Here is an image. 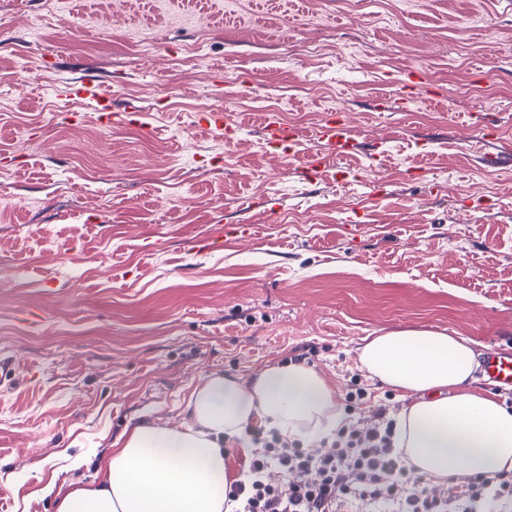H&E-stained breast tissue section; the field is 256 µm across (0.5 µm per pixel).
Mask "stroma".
Listing matches in <instances>:
<instances>
[{"instance_id": "35a3bbf8", "label": "stroma", "mask_w": 512, "mask_h": 512, "mask_svg": "<svg viewBox=\"0 0 512 512\" xmlns=\"http://www.w3.org/2000/svg\"><path fill=\"white\" fill-rule=\"evenodd\" d=\"M114 3L0 0V512H55L47 484L183 423L210 372L301 361L368 422L408 400L365 337L512 349V167L484 160L512 153V0ZM83 76L139 123L67 125ZM209 108L237 142L195 133ZM270 111L361 148L307 173Z\"/></svg>"}]
</instances>
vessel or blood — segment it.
Here are the masks:
<instances>
[{"instance_id": "1", "label": "vessel or blood", "mask_w": 512, "mask_h": 512, "mask_svg": "<svg viewBox=\"0 0 512 512\" xmlns=\"http://www.w3.org/2000/svg\"><path fill=\"white\" fill-rule=\"evenodd\" d=\"M56 93L64 99L82 100L84 107L70 113L73 122H81L86 111L98 112L103 122L120 124L132 120L131 113L116 112L112 109V100L99 86L78 81H66L59 84ZM266 142L290 159H301L305 167L316 169L324 159L344 158L356 146V136L344 120H336L320 125L315 133L313 145H306L304 134L298 128L284 123L279 113H266L264 118ZM197 129L200 133L223 132L225 139L239 136V124L225 121L223 113L206 111L199 119ZM483 374L488 381L502 391H512V351L494 350L487 354Z\"/></svg>"}]
</instances>
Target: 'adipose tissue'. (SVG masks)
Here are the masks:
<instances>
[{
  "mask_svg": "<svg viewBox=\"0 0 512 512\" xmlns=\"http://www.w3.org/2000/svg\"><path fill=\"white\" fill-rule=\"evenodd\" d=\"M361 368L413 402L395 422L407 464L434 485L512 472V408L472 389L473 340L439 331H389L360 347ZM188 421H141L102 456L91 481L49 484L55 512H224L230 488L225 441L248 444L257 425L317 443L345 416L335 389L296 361L250 377L211 372L191 389Z\"/></svg>",
  "mask_w": 512,
  "mask_h": 512,
  "instance_id": "obj_1",
  "label": "adipose tissue"
}]
</instances>
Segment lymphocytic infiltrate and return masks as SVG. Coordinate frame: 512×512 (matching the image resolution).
I'll use <instances>...</instances> for the list:
<instances>
[{"instance_id": "1", "label": "lymphocytic infiltrate", "mask_w": 512, "mask_h": 512, "mask_svg": "<svg viewBox=\"0 0 512 512\" xmlns=\"http://www.w3.org/2000/svg\"><path fill=\"white\" fill-rule=\"evenodd\" d=\"M369 427L340 429L327 448L306 450L280 436L245 463L230 485L240 512H512V474L477 477L448 496L429 494L393 445L385 408Z\"/></svg>"}]
</instances>
